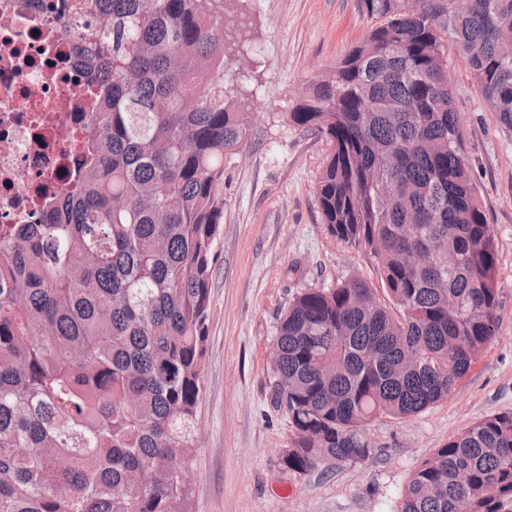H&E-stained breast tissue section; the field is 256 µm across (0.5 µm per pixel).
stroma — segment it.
I'll list each match as a JSON object with an SVG mask.
<instances>
[{
	"label": "stroma",
	"instance_id": "stroma-1",
	"mask_svg": "<svg viewBox=\"0 0 512 512\" xmlns=\"http://www.w3.org/2000/svg\"><path fill=\"white\" fill-rule=\"evenodd\" d=\"M225 14L247 21L257 66L243 83L248 140L224 173L192 512H401L410 476L436 448L512 409V129L476 87L464 54L449 47L467 157L497 244L499 333L448 400L368 423L367 461L290 471L281 452L293 431L274 402L270 367L280 316L303 288L352 276L383 285L368 254L329 235L316 197L329 146L288 114L302 88L376 21L365 0H232Z\"/></svg>",
	"mask_w": 512,
	"mask_h": 512
}]
</instances>
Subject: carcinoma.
<instances>
[{
  "instance_id": "carcinoma-1",
  "label": "carcinoma",
  "mask_w": 512,
  "mask_h": 512,
  "mask_svg": "<svg viewBox=\"0 0 512 512\" xmlns=\"http://www.w3.org/2000/svg\"><path fill=\"white\" fill-rule=\"evenodd\" d=\"M99 84L85 166L35 224H0V512H191L224 169L249 134L224 0H76ZM381 23L300 93L324 137L329 234L369 254L296 293L273 342L282 463L368 459L371 420L445 401L499 327L495 237L448 74L458 45L512 128V0H366ZM401 512H512V410L421 463Z\"/></svg>"
}]
</instances>
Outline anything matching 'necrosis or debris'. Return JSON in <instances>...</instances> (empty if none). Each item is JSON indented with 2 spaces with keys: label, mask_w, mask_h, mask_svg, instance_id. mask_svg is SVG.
Wrapping results in <instances>:
<instances>
[{
  "label": "necrosis or debris",
  "mask_w": 512,
  "mask_h": 512,
  "mask_svg": "<svg viewBox=\"0 0 512 512\" xmlns=\"http://www.w3.org/2000/svg\"><path fill=\"white\" fill-rule=\"evenodd\" d=\"M0 4V224H32L46 189L76 171L98 84L64 34L73 0Z\"/></svg>",
  "instance_id": "necrosis-or-debris-1"
}]
</instances>
